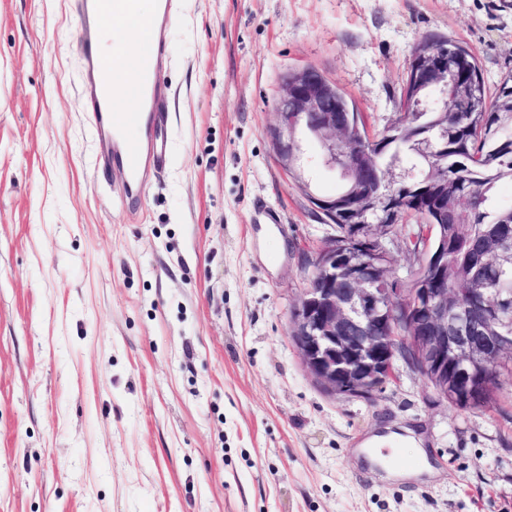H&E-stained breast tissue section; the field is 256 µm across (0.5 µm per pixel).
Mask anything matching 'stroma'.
I'll list each match as a JSON object with an SVG mask.
<instances>
[{"label": "stroma", "instance_id": "obj_1", "mask_svg": "<svg viewBox=\"0 0 512 512\" xmlns=\"http://www.w3.org/2000/svg\"><path fill=\"white\" fill-rule=\"evenodd\" d=\"M73 3L0 0V512H512V377L460 409L404 364L369 400L304 369L289 312L334 229L268 136L305 67L382 132L433 37L495 92L512 0H178L172 160L131 211L93 171ZM390 434L432 474L360 475Z\"/></svg>", "mask_w": 512, "mask_h": 512}]
</instances>
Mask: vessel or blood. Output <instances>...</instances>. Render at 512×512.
I'll return each mask as SVG.
<instances>
[{"label":"vessel or blood","instance_id":"b4317fda","mask_svg":"<svg viewBox=\"0 0 512 512\" xmlns=\"http://www.w3.org/2000/svg\"><path fill=\"white\" fill-rule=\"evenodd\" d=\"M82 21L81 94L98 140L97 169H117L124 178L122 203L132 207L144 176L165 168L170 159L168 111L157 96V80L167 62L160 39L132 51L104 55L98 36L105 20L135 18L137 0H77Z\"/></svg>","mask_w":512,"mask_h":512}]
</instances>
